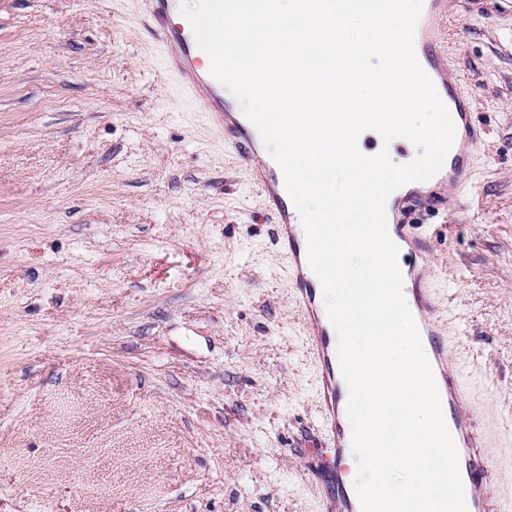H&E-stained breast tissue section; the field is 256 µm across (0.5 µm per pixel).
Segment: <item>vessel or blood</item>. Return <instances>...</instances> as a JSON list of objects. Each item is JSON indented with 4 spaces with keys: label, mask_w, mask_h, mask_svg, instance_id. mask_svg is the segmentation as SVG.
Wrapping results in <instances>:
<instances>
[{
    "label": "vessel or blood",
    "mask_w": 512,
    "mask_h": 512,
    "mask_svg": "<svg viewBox=\"0 0 512 512\" xmlns=\"http://www.w3.org/2000/svg\"><path fill=\"white\" fill-rule=\"evenodd\" d=\"M134 6L144 15L147 30L165 57L167 74L182 78L184 91L197 110L204 112L223 140L253 168L259 189L277 217L275 240L288 260L290 283L306 320L307 352L320 376L325 448L336 462H344L352 447V433L340 413L344 391L336 353V331L327 312L319 306L314 273L308 262L307 239L287 191L283 171L266 150L258 130L236 109L233 100L226 98L225 86L211 75V59L197 45L178 0H134ZM446 14L445 0H425L414 47L420 65L427 69L442 101L457 112L461 128L442 170L429 179L425 194L415 197L402 192L394 197L391 210L397 221L392 231L405 252L404 295L411 300V313L439 389L443 416L459 453L467 512H512L511 499H495L488 493L486 452L471 421L467 387L447 367L450 344L438 325L435 290L419 269L421 255L431 249L430 238L404 219L416 203L435 205L436 194L444 186H467L473 151L480 141L469 99L446 64L441 38V22ZM327 500L331 512H361L355 490L344 482H336Z\"/></svg>",
    "instance_id": "vessel-or-blood-1"
}]
</instances>
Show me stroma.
<instances>
[{
    "instance_id": "35a3bbf8",
    "label": "stroma",
    "mask_w": 512,
    "mask_h": 512,
    "mask_svg": "<svg viewBox=\"0 0 512 512\" xmlns=\"http://www.w3.org/2000/svg\"><path fill=\"white\" fill-rule=\"evenodd\" d=\"M442 39L483 140L408 221L512 499V12ZM164 69L132 0H0V512H324L274 217Z\"/></svg>"
}]
</instances>
